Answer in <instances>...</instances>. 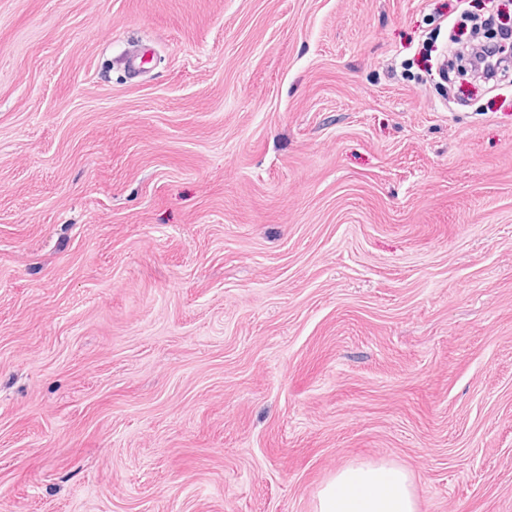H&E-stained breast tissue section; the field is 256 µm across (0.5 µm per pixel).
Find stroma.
Masks as SVG:
<instances>
[{
    "instance_id": "35a3bbf8",
    "label": "stroma",
    "mask_w": 512,
    "mask_h": 512,
    "mask_svg": "<svg viewBox=\"0 0 512 512\" xmlns=\"http://www.w3.org/2000/svg\"><path fill=\"white\" fill-rule=\"evenodd\" d=\"M493 5L0 0V512H512ZM315 512H419L408 472L361 462L336 472L316 493Z\"/></svg>"
}]
</instances>
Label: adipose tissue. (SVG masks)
Returning a JSON list of instances; mask_svg holds the SVG:
<instances>
[{"label":"adipose tissue","instance_id":"obj_1","mask_svg":"<svg viewBox=\"0 0 512 512\" xmlns=\"http://www.w3.org/2000/svg\"><path fill=\"white\" fill-rule=\"evenodd\" d=\"M315 512H419L408 472L361 462L336 472L317 492Z\"/></svg>","mask_w":512,"mask_h":512}]
</instances>
